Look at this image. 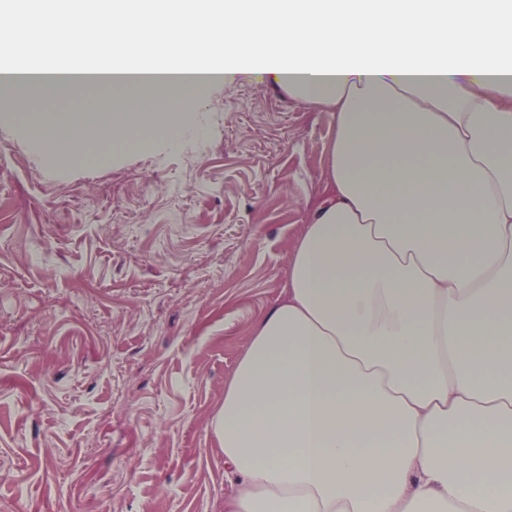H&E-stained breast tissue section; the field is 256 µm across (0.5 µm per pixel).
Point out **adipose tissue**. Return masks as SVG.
Returning a JSON list of instances; mask_svg holds the SVG:
<instances>
[{"mask_svg": "<svg viewBox=\"0 0 512 512\" xmlns=\"http://www.w3.org/2000/svg\"><path fill=\"white\" fill-rule=\"evenodd\" d=\"M154 52L336 111L326 187L211 427L224 512H512V0H112ZM261 48L250 52L252 38ZM101 159L173 131L166 98L37 113Z\"/></svg>", "mask_w": 512, "mask_h": 512, "instance_id": "obj_1", "label": "adipose tissue"}]
</instances>
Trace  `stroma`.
Returning a JSON list of instances; mask_svg holds the SVG:
<instances>
[{
  "label": "stroma",
  "instance_id": "1",
  "mask_svg": "<svg viewBox=\"0 0 512 512\" xmlns=\"http://www.w3.org/2000/svg\"><path fill=\"white\" fill-rule=\"evenodd\" d=\"M87 162L0 100V512H224L209 421L323 188L333 109L245 74Z\"/></svg>",
  "mask_w": 512,
  "mask_h": 512
}]
</instances>
